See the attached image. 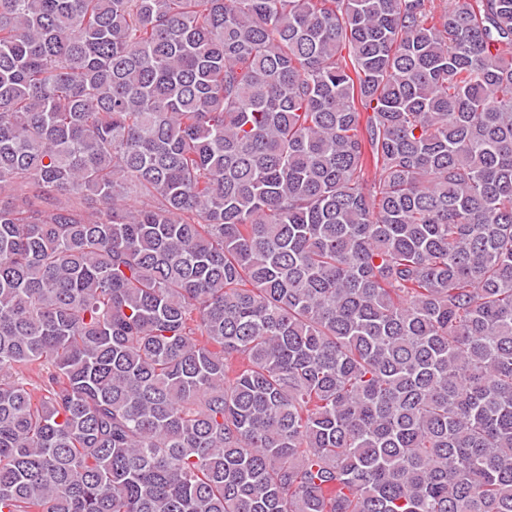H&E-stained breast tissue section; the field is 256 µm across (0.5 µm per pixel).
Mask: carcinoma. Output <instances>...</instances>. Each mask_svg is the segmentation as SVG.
Listing matches in <instances>:
<instances>
[{"mask_svg":"<svg viewBox=\"0 0 512 512\" xmlns=\"http://www.w3.org/2000/svg\"><path fill=\"white\" fill-rule=\"evenodd\" d=\"M0 512H512V0H0Z\"/></svg>","mask_w":512,"mask_h":512,"instance_id":"cac0c4a2","label":"carcinoma"}]
</instances>
